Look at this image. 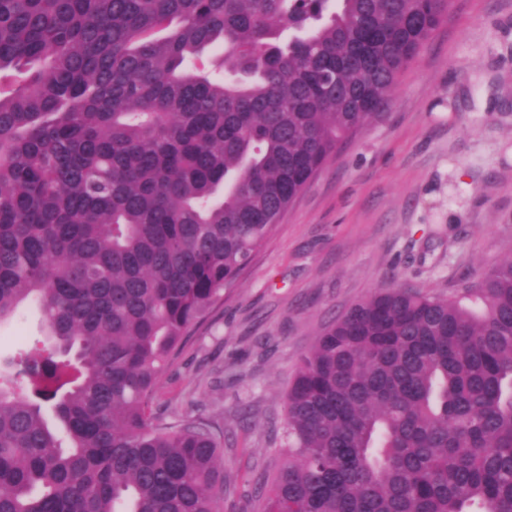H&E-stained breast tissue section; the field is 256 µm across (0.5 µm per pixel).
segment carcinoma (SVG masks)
Here are the masks:
<instances>
[{
	"label": "carcinoma",
	"instance_id": "1",
	"mask_svg": "<svg viewBox=\"0 0 512 512\" xmlns=\"http://www.w3.org/2000/svg\"><path fill=\"white\" fill-rule=\"evenodd\" d=\"M0 0V512H219L224 431L152 412L188 331L448 0ZM224 49V77L204 51ZM253 512H512V258L320 332ZM38 323V314L31 310L27 312L20 320H16L10 325L0 327V352L2 355L11 353L24 338L32 336L36 331Z\"/></svg>",
	"mask_w": 512,
	"mask_h": 512
}]
</instances>
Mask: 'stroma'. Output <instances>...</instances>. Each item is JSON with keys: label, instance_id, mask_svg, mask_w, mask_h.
I'll return each instance as SVG.
<instances>
[{"label": "stroma", "instance_id": "35a3bbf8", "mask_svg": "<svg viewBox=\"0 0 512 512\" xmlns=\"http://www.w3.org/2000/svg\"><path fill=\"white\" fill-rule=\"evenodd\" d=\"M512 256V0H451L370 123L289 208L224 301L193 327L153 404L224 431L249 512L251 470L322 328L386 288L450 297Z\"/></svg>", "mask_w": 512, "mask_h": 512}]
</instances>
